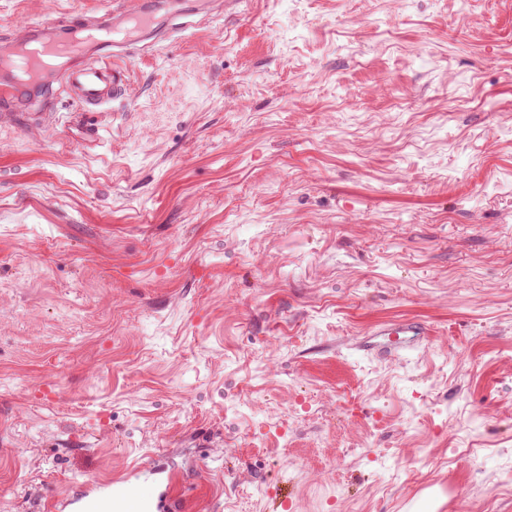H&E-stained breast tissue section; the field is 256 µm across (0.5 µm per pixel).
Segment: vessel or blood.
I'll use <instances>...</instances> for the list:
<instances>
[{
    "instance_id": "obj_1",
    "label": "vessel or blood",
    "mask_w": 512,
    "mask_h": 512,
    "mask_svg": "<svg viewBox=\"0 0 512 512\" xmlns=\"http://www.w3.org/2000/svg\"><path fill=\"white\" fill-rule=\"evenodd\" d=\"M213 0H115L96 16L45 11L22 25L0 69V112L60 81L86 112H103L127 94L130 49L155 46L173 33L208 24Z\"/></svg>"
}]
</instances>
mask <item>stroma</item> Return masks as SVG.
<instances>
[{
  "instance_id": "obj_1",
  "label": "stroma",
  "mask_w": 512,
  "mask_h": 512,
  "mask_svg": "<svg viewBox=\"0 0 512 512\" xmlns=\"http://www.w3.org/2000/svg\"><path fill=\"white\" fill-rule=\"evenodd\" d=\"M50 6L112 0L0 35ZM129 71L0 115V512H512V0H242Z\"/></svg>"
}]
</instances>
